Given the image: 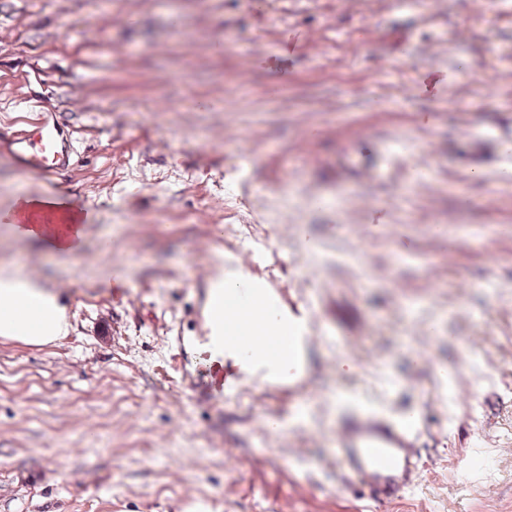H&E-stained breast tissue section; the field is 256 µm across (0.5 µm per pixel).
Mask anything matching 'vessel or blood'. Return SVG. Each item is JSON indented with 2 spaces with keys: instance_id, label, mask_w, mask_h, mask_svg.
Listing matches in <instances>:
<instances>
[{
  "instance_id": "1",
  "label": "vessel or blood",
  "mask_w": 512,
  "mask_h": 512,
  "mask_svg": "<svg viewBox=\"0 0 512 512\" xmlns=\"http://www.w3.org/2000/svg\"><path fill=\"white\" fill-rule=\"evenodd\" d=\"M1 140L24 172L52 176L73 162L71 134L52 112H35L14 126H0ZM336 461L360 476L377 501L393 496L417 473L409 424L392 422L365 405L338 424Z\"/></svg>"
}]
</instances>
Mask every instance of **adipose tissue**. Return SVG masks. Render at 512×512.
<instances>
[{"mask_svg":"<svg viewBox=\"0 0 512 512\" xmlns=\"http://www.w3.org/2000/svg\"><path fill=\"white\" fill-rule=\"evenodd\" d=\"M65 210V204L52 197L24 203L21 211L30 218L29 236L44 239L56 251L74 252L75 246L66 228L50 227L32 220L33 215L40 212L62 213ZM276 327L277 321L267 310L265 300H257L245 319L243 333L260 336L261 341L249 345L248 359L273 374L298 363L303 355L298 334H278L277 342H270L269 337ZM66 330L65 310L59 305L55 294L40 288L21 274L0 276V336L43 343Z\"/></svg>","mask_w":512,"mask_h":512,"instance_id":"adipose-tissue-1","label":"adipose tissue"}]
</instances>
